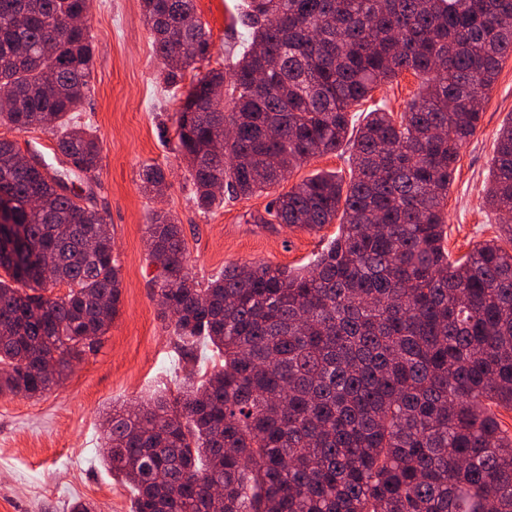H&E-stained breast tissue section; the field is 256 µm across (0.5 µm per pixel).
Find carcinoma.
Wrapping results in <instances>:
<instances>
[{
	"mask_svg": "<svg viewBox=\"0 0 512 512\" xmlns=\"http://www.w3.org/2000/svg\"><path fill=\"white\" fill-rule=\"evenodd\" d=\"M142 2L176 87L209 55V33L194 0ZM85 9L0 0V93L14 98L0 123L52 133L57 154L82 163L68 180L100 160L75 123L93 46L85 28L45 45ZM242 24L251 41L234 69L198 78L177 113L193 203L262 193L348 144V185L317 174L254 217L310 232L338 219L339 231L307 268L235 264L202 288L181 225L153 211L160 314L183 356L211 345L224 364L173 399L112 410L105 464L132 512H512V435L497 416L512 410V252L487 240L449 260L443 217L459 148L512 56V0H247ZM404 72L422 82L400 120L375 108L350 128L352 107ZM19 150L0 138V394L32 397L101 344L121 268L91 198ZM141 181L155 196L166 186L159 167ZM486 202L512 211V122ZM57 285L67 293H38Z\"/></svg>",
	"mask_w": 512,
	"mask_h": 512,
	"instance_id": "cac0c4a2",
	"label": "carcinoma"
}]
</instances>
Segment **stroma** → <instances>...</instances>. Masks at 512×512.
<instances>
[{"label":"stroma","mask_w":512,"mask_h":512,"mask_svg":"<svg viewBox=\"0 0 512 512\" xmlns=\"http://www.w3.org/2000/svg\"><path fill=\"white\" fill-rule=\"evenodd\" d=\"M241 10L242 0H196L211 52L186 70L179 86L169 87L142 0H88L94 57L91 89L78 121L96 132L101 160L74 188L91 195L112 234L121 266L119 312L101 347L74 364L59 386L40 396H0V512H69L76 498L94 502L96 512H131L130 490L102 460L106 413L161 393L176 397L186 374L202 380L211 372L217 360L211 349L186 362L172 326L159 314L145 233L152 211H169L181 224L187 269L202 283L235 263L304 267L336 236L333 224L309 233L255 224L250 215L315 174L349 177L345 153L311 158L260 196L227 201L206 213L193 203L187 163L175 150L176 112L198 77L234 67L248 38L239 22ZM419 88V77L402 73L374 91L355 112V122L376 104L397 114L406 111ZM510 121L512 57L503 62L479 128L455 164L445 208L444 245L451 259L484 240L512 251L502 215L484 203L497 136ZM149 166L165 172L163 195L141 190L140 175Z\"/></svg>","instance_id":"stroma-1"}]
</instances>
